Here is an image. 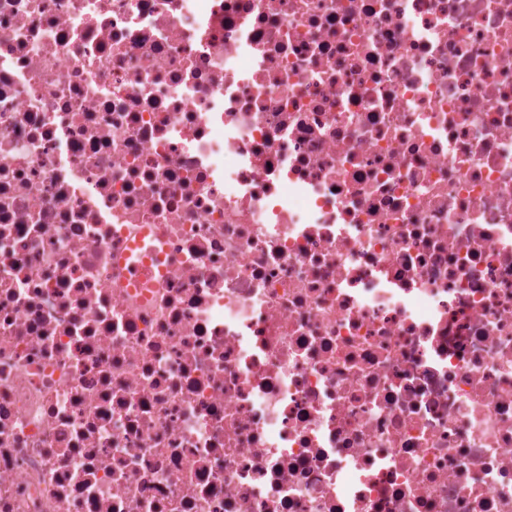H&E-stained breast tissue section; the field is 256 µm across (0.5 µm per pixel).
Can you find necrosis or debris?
<instances>
[{
	"mask_svg": "<svg viewBox=\"0 0 512 512\" xmlns=\"http://www.w3.org/2000/svg\"><path fill=\"white\" fill-rule=\"evenodd\" d=\"M0 512H512V0H0Z\"/></svg>",
	"mask_w": 512,
	"mask_h": 512,
	"instance_id": "4bbe7bcc",
	"label": "necrosis or debris"
}]
</instances>
